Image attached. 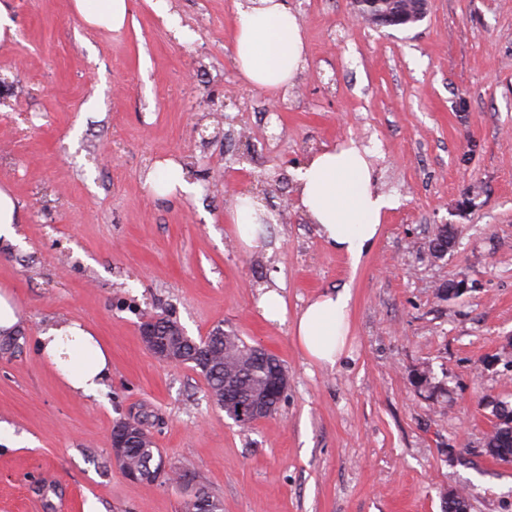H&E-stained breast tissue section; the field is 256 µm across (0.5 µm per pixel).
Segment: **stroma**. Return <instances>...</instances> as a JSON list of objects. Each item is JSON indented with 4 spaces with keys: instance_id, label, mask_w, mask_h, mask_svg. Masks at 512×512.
<instances>
[{
    "instance_id": "stroma-1",
    "label": "stroma",
    "mask_w": 512,
    "mask_h": 512,
    "mask_svg": "<svg viewBox=\"0 0 512 512\" xmlns=\"http://www.w3.org/2000/svg\"><path fill=\"white\" fill-rule=\"evenodd\" d=\"M307 65L272 122L240 79L233 0H128L117 32L73 0H5L18 26L0 43L11 88L0 102V186L20 237H0V289L22 312L0 353V512H184L186 486L129 480L114 423L151 421L169 468L189 466L223 512H512V463L487 455L491 401L512 404V0H431L417 25L385 36L351 0H287ZM466 101V111L456 109ZM27 136L11 148L17 128ZM357 139L395 196L358 269L297 207L295 172L322 146ZM184 164L199 194L157 197V161ZM479 205L455 214L467 187ZM274 221L244 253L225 224L239 198ZM456 244L429 250L440 225ZM467 278L469 289L439 296ZM285 284L287 314L342 286L350 333L336 366L308 360L288 321L258 302ZM166 311L192 337L216 326L278 357L288 391L244 428L212 407L204 377L158 362L138 328ZM80 322L112 353L98 398L62 387L32 339ZM429 369L432 389L415 374Z\"/></svg>"
}]
</instances>
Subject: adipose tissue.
<instances>
[{
  "label": "adipose tissue",
  "instance_id": "adipose-tissue-1",
  "mask_svg": "<svg viewBox=\"0 0 512 512\" xmlns=\"http://www.w3.org/2000/svg\"><path fill=\"white\" fill-rule=\"evenodd\" d=\"M87 25L121 30L127 0H74ZM232 53L240 78L275 100H283L305 62V45L297 15L286 0H237ZM145 183L163 197L199 193L183 168L173 161L157 163ZM298 207L315 224L324 243L358 267L381 232L395 197L381 192L366 149L356 139L323 146L311 154L296 176ZM266 211L256 198L238 200L227 215L244 252L265 249L262 224ZM350 288L321 293L298 314L293 332L305 356L316 364L335 366L344 355L350 331ZM36 354L58 381L73 394L97 396L112 375L109 350L81 324H58L41 329L33 340Z\"/></svg>",
  "mask_w": 512,
  "mask_h": 512
}]
</instances>
